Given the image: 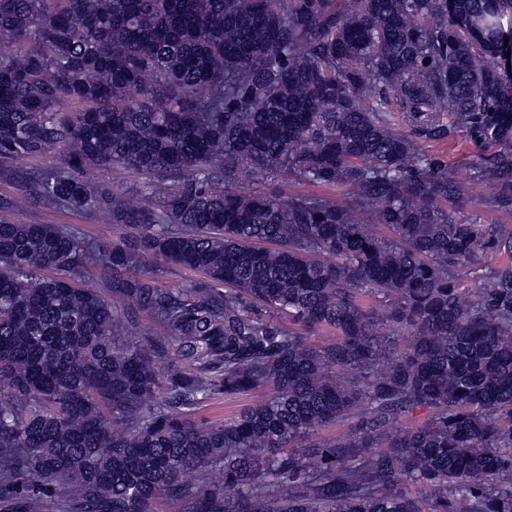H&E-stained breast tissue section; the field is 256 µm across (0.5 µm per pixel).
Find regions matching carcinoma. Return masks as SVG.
<instances>
[{
	"label": "carcinoma",
	"mask_w": 512,
	"mask_h": 512,
	"mask_svg": "<svg viewBox=\"0 0 512 512\" xmlns=\"http://www.w3.org/2000/svg\"><path fill=\"white\" fill-rule=\"evenodd\" d=\"M506 38L512 0H0V176L57 151L37 198L129 230L87 241L0 197L4 512L59 487L57 512H512V224L463 222L422 145L467 135L512 218ZM110 166L147 193L92 177ZM277 176L335 194L237 188ZM159 263L204 278L161 288ZM255 398H243L235 400H224V396L204 401L197 405L192 411V418L200 421L215 422L224 421L237 413L246 404H249Z\"/></svg>",
	"instance_id": "cac0c4a2"
}]
</instances>
